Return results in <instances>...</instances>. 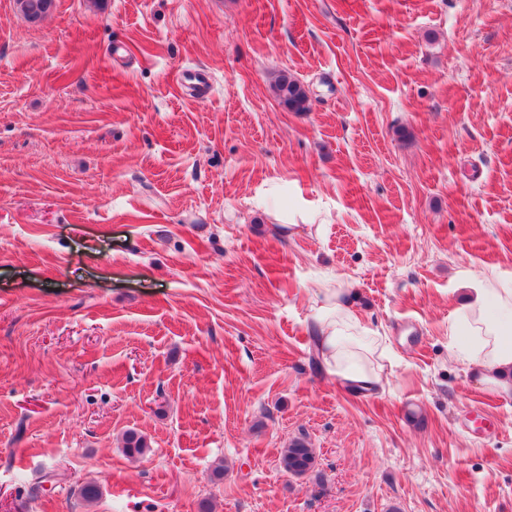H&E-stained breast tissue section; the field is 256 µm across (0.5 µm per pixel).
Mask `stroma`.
Wrapping results in <instances>:
<instances>
[{
    "label": "stroma",
    "instance_id": "stroma-1",
    "mask_svg": "<svg viewBox=\"0 0 512 512\" xmlns=\"http://www.w3.org/2000/svg\"><path fill=\"white\" fill-rule=\"evenodd\" d=\"M480 271L512 0H0V512H512V397L452 355ZM339 281L373 396L311 336ZM273 91L280 101L294 112L309 110V97L304 86L288 73L280 74L273 84ZM316 463V451L304 437L288 442L280 454V466L285 473L303 476L312 471Z\"/></svg>",
    "mask_w": 512,
    "mask_h": 512
}]
</instances>
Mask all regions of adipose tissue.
Instances as JSON below:
<instances>
[{
	"mask_svg": "<svg viewBox=\"0 0 512 512\" xmlns=\"http://www.w3.org/2000/svg\"><path fill=\"white\" fill-rule=\"evenodd\" d=\"M457 326L466 338L455 354L474 366L481 381L512 395V280L493 272L467 279ZM312 337L328 374L346 389L373 393L385 384L379 340L353 312L345 288H325Z\"/></svg>",
	"mask_w": 512,
	"mask_h": 512,
	"instance_id": "adipose-tissue-1",
	"label": "adipose tissue"
}]
</instances>
